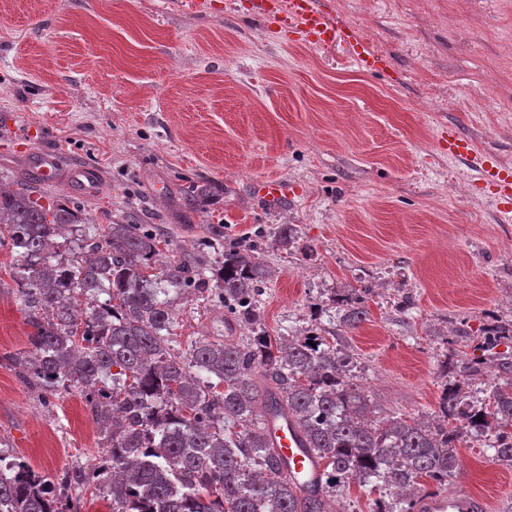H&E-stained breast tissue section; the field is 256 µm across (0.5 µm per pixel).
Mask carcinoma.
Segmentation results:
<instances>
[{
	"label": "carcinoma",
	"mask_w": 512,
	"mask_h": 512,
	"mask_svg": "<svg viewBox=\"0 0 512 512\" xmlns=\"http://www.w3.org/2000/svg\"><path fill=\"white\" fill-rule=\"evenodd\" d=\"M43 198L33 179L0 185V248L32 329L31 350L6 359L30 385L86 398L107 429L109 471L76 463L52 482L15 456L17 471L0 472V512H80L82 493L102 484L112 512H335L333 498L353 480L385 492L372 512H415L422 482L448 485L462 443L492 432L494 460L512 463V319L483 328L481 355L444 365L467 382L494 369L500 383L484 406L462 409L446 388L430 422L379 420L338 359L344 346L317 331L294 341L258 326L264 233L240 241L211 224L202 247L161 263L160 225L100 229L80 209ZM271 242L294 246L296 228L280 225ZM172 289L213 295L242 336L173 347ZM367 293L334 299L344 327L366 320ZM270 403L325 466L322 487L307 496L288 483L264 433Z\"/></svg>",
	"instance_id": "1"
}]
</instances>
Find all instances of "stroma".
Returning <instances> with one entry per match:
<instances>
[{"instance_id":"obj_1","label":"stroma","mask_w":512,"mask_h":512,"mask_svg":"<svg viewBox=\"0 0 512 512\" xmlns=\"http://www.w3.org/2000/svg\"><path fill=\"white\" fill-rule=\"evenodd\" d=\"M248 0H0V183L27 155L98 169L97 195L63 181L48 198L90 221L133 213L193 250L210 224L230 235L295 225L300 246H266L269 331L304 337L338 323L336 293L370 288L349 330L356 374L378 417L425 420L448 382L452 330L475 354L487 317L512 318V223L440 148L445 127L512 165V0H331L333 15L388 62L367 73L344 43L312 47L247 17ZM288 199L262 196L268 177ZM212 197L189 204V180ZM0 249V352L31 332ZM224 309L179 293L172 341L224 333ZM103 433L75 392L51 403L0 365V439L57 477L97 456ZM486 441L460 451L449 489L512 507V465Z\"/></svg>"}]
</instances>
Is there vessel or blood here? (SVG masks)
<instances>
[{"mask_svg": "<svg viewBox=\"0 0 512 512\" xmlns=\"http://www.w3.org/2000/svg\"><path fill=\"white\" fill-rule=\"evenodd\" d=\"M247 13L264 23L291 28L299 42L309 46L321 47L343 39L351 46L353 59L361 70L376 72L388 66L387 60L374 53L346 22L330 14L327 0H250ZM447 149L450 160L472 167L473 184L488 188L497 200L502 221H511L512 168L489 158L476 159L471 143L454 131L448 134ZM28 163L41 180L53 181L59 175L58 160L52 153H32ZM67 180L73 190L89 197L98 191L100 173L91 167L76 166L70 169ZM262 424L298 492L305 494L319 488L323 467L287 414L266 412ZM420 508L422 512H485L486 504L479 497L457 490L429 494L422 498Z\"/></svg>", "mask_w": 512, "mask_h": 512, "instance_id": "obj_1", "label": "vessel or blood"}]
</instances>
